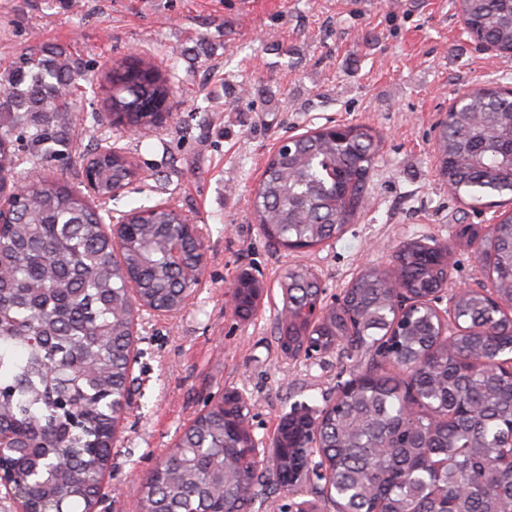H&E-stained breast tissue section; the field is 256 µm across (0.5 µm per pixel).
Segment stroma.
Listing matches in <instances>:
<instances>
[{
  "label": "stroma",
  "mask_w": 512,
  "mask_h": 512,
  "mask_svg": "<svg viewBox=\"0 0 512 512\" xmlns=\"http://www.w3.org/2000/svg\"><path fill=\"white\" fill-rule=\"evenodd\" d=\"M36 40L95 67L134 53L176 59L179 88L161 127L136 134L107 123L83 142L108 134L140 168L107 210L182 209L204 248L188 305L139 321L131 407L96 512H134L141 478L225 390L249 399L254 435L266 442L292 409L321 411L361 371V353L283 356L274 321L285 269L311 267L330 303L362 268L392 266L400 241L424 236L455 246L449 293L485 282L478 254L457 246L455 231L493 224L501 210L471 208L449 191L436 131L471 86L512 87V58L479 48L450 0H0V72ZM351 123L383 136L369 206L335 240L272 248L250 210L267 157L288 136ZM245 269L266 283L248 322L226 307L227 287Z\"/></svg>",
  "instance_id": "1"
}]
</instances>
